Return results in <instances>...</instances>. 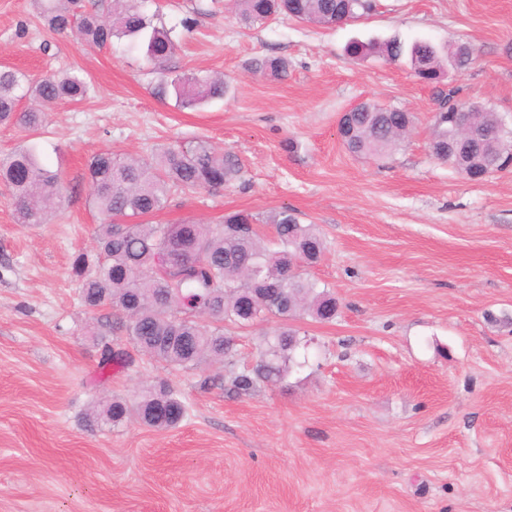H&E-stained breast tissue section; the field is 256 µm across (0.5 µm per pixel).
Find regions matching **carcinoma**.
<instances>
[{
    "label": "carcinoma",
    "mask_w": 512,
    "mask_h": 512,
    "mask_svg": "<svg viewBox=\"0 0 512 512\" xmlns=\"http://www.w3.org/2000/svg\"><path fill=\"white\" fill-rule=\"evenodd\" d=\"M112 20L84 10L83 0H39L48 27L63 33L79 18V34L90 45L104 47L114 37L136 39L148 63L164 69L176 41L171 31L153 24L136 0H111ZM239 16L254 26L278 14L328 26L347 14L360 17L372 0H236ZM353 58L378 54L387 60L407 59L414 73L439 83L441 56L428 40L407 44L393 37L383 43L353 41ZM254 71L283 77L288 62L278 57L253 61ZM85 78L65 71L31 82L13 69H0V125L35 134L45 122L44 108L79 102L86 95ZM174 91L180 107L194 109L224 98V79L177 75L160 83L157 95ZM31 97L39 108H21ZM432 130L433 155L462 173L472 168L500 170L512 152V130L482 105L461 115L478 124L489 137L474 140L452 155H444L457 112L465 106L458 91L441 92ZM411 115L397 108L365 102L351 112L342 131L347 150L356 156L379 157L392 151L411 125ZM91 200L102 222L95 232V255L80 254L72 264L81 280V299L90 308L113 309L109 328L127 336L137 351L174 369H194L221 361L229 368L227 391L246 395L262 383L283 380L299 365L295 352L302 345L299 331L282 328L265 340L255 364L235 369L236 347L228 329L244 324L255 313L291 319L307 312L319 322L336 317V297L317 291L318 283L294 271V261L318 262L325 249L322 237L299 222L286 208L272 215L276 248L263 243L245 212L218 224H148L141 219L161 210L176 193L220 190L240 174L237 160L206 139H192L166 148L149 159L117 158L108 151L92 156L87 165ZM0 183L11 195L20 224H43L61 201L59 173L39 164L34 149L23 145L0 158ZM185 414L182 401L162 381L148 389L136 407L114 398L96 413L104 423L118 424L131 415L156 429L175 427Z\"/></svg>",
    "instance_id": "obj_1"
}]
</instances>
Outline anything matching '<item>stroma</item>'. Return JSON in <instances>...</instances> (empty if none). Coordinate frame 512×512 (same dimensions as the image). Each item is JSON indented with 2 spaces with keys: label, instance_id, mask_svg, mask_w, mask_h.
<instances>
[{
  "label": "stroma",
  "instance_id": "obj_1",
  "mask_svg": "<svg viewBox=\"0 0 512 512\" xmlns=\"http://www.w3.org/2000/svg\"><path fill=\"white\" fill-rule=\"evenodd\" d=\"M179 36L165 70L130 38L87 45L50 32L34 0H0V65L40 79L77 71L90 85L48 111L34 144L60 171L61 206L17 223L0 186V512H512V168L464 178L429 152L436 92L455 88L512 128V0H375L359 19L286 17L246 26L234 0H139ZM428 40L474 50L438 86L408 61L354 59L353 40ZM281 57V79L254 73ZM220 75L224 99L181 108L162 76ZM375 101L413 127L381 158L350 154L339 118ZM204 137L239 161L224 190L173 195L152 224L218 223L247 211L269 239L284 208L325 252L310 278L335 319L302 315L239 331L252 363L282 326L308 344L277 385L235 396L222 366L175 370L141 354L101 368L108 307L79 297L71 264L93 252L98 215L87 164L101 151L149 156ZM168 382L187 408L175 428L93 410L136 403Z\"/></svg>",
  "mask_w": 512,
  "mask_h": 512
}]
</instances>
